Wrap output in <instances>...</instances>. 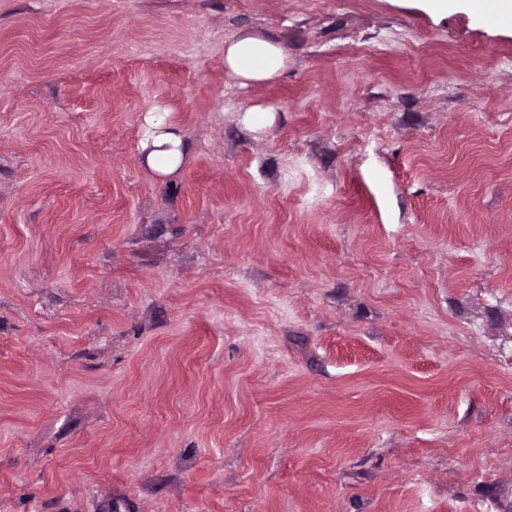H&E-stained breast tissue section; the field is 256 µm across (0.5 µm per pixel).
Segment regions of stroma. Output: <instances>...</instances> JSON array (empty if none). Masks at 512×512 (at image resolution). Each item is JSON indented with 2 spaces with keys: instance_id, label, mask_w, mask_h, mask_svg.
<instances>
[{
  "instance_id": "stroma-1",
  "label": "stroma",
  "mask_w": 512,
  "mask_h": 512,
  "mask_svg": "<svg viewBox=\"0 0 512 512\" xmlns=\"http://www.w3.org/2000/svg\"><path fill=\"white\" fill-rule=\"evenodd\" d=\"M239 33L281 75L240 86ZM107 496L512 512V25L0 0V512ZM224 44V66L243 84L274 78L288 57L283 45L259 36L236 35ZM142 150L148 169L164 176L173 173L180 166L186 145L179 130L160 115L149 121Z\"/></svg>"
}]
</instances>
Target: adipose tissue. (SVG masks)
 I'll return each instance as SVG.
<instances>
[{"label": "adipose tissue", "instance_id": "adipose-tissue-1", "mask_svg": "<svg viewBox=\"0 0 512 512\" xmlns=\"http://www.w3.org/2000/svg\"><path fill=\"white\" fill-rule=\"evenodd\" d=\"M287 57L283 45L249 34L230 38L224 47L225 67L245 84L274 78L283 69ZM142 150L148 169L164 176L180 166L186 145L179 130L160 115L150 120Z\"/></svg>", "mask_w": 512, "mask_h": 512}]
</instances>
